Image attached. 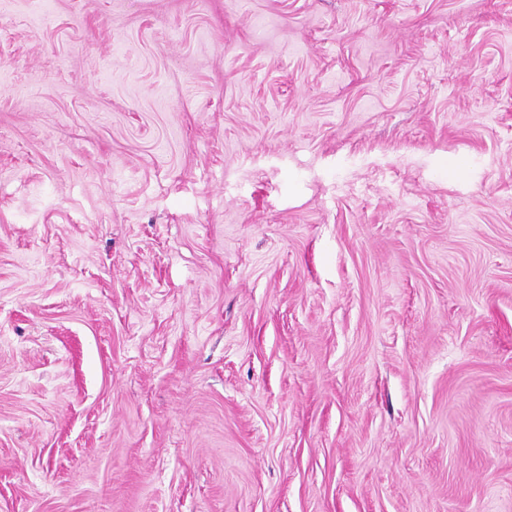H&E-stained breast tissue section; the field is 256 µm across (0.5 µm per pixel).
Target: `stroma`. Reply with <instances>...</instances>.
<instances>
[{"mask_svg":"<svg viewBox=\"0 0 512 512\" xmlns=\"http://www.w3.org/2000/svg\"><path fill=\"white\" fill-rule=\"evenodd\" d=\"M0 512H512V0H0Z\"/></svg>","mask_w":512,"mask_h":512,"instance_id":"obj_1","label":"stroma"}]
</instances>
